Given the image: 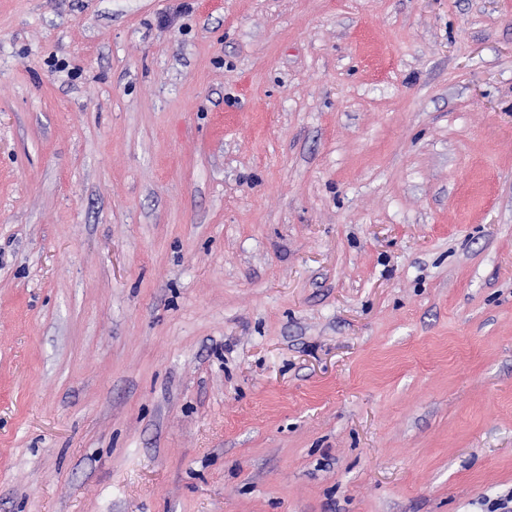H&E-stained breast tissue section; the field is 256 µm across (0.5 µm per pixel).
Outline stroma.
I'll return each mask as SVG.
<instances>
[{
	"mask_svg": "<svg viewBox=\"0 0 512 512\" xmlns=\"http://www.w3.org/2000/svg\"><path fill=\"white\" fill-rule=\"evenodd\" d=\"M512 493V0H0V512Z\"/></svg>",
	"mask_w": 512,
	"mask_h": 512,
	"instance_id": "obj_1",
	"label": "stroma"
}]
</instances>
